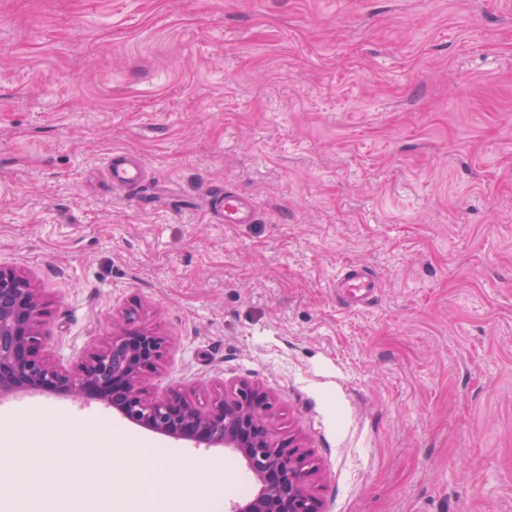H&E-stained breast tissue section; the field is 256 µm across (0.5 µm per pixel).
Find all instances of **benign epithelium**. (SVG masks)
<instances>
[{"label": "benign epithelium", "instance_id": "benign-epithelium-1", "mask_svg": "<svg viewBox=\"0 0 512 512\" xmlns=\"http://www.w3.org/2000/svg\"><path fill=\"white\" fill-rule=\"evenodd\" d=\"M49 303L24 269L0 264V399L20 393L97 400L123 418L176 440L237 452L254 472L259 494L231 512H322L310 480L314 468L293 441L270 427V395L248 382L202 406L179 389L154 395L150 377L169 346L166 337L127 311L110 340L76 365L42 354Z\"/></svg>", "mask_w": 512, "mask_h": 512}]
</instances>
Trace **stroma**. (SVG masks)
I'll return each mask as SVG.
<instances>
[{"label": "stroma", "mask_w": 512, "mask_h": 512, "mask_svg": "<svg viewBox=\"0 0 512 512\" xmlns=\"http://www.w3.org/2000/svg\"><path fill=\"white\" fill-rule=\"evenodd\" d=\"M0 264L43 288L52 360L137 303L170 342L152 391L266 390L323 512H512V0H0ZM37 400L224 461L225 506L258 490L231 449ZM109 170L112 184L125 188H136L144 182L145 169L140 161L124 151H113L110 156ZM255 207V202L251 197L234 190L225 189L219 199L223 221L227 224L252 223ZM334 288L347 289L350 298L360 305L367 299L368 293L376 288V283L373 276L363 268L348 266L336 278Z\"/></svg>", "instance_id": "35a3bbf8"}]
</instances>
